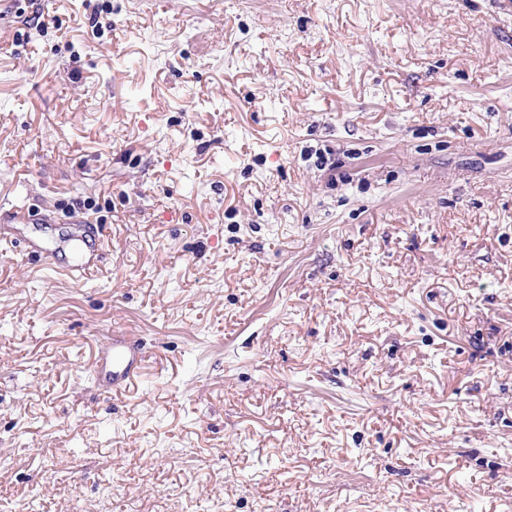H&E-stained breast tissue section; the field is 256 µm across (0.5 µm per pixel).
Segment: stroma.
<instances>
[{"instance_id": "obj_1", "label": "stroma", "mask_w": 512, "mask_h": 512, "mask_svg": "<svg viewBox=\"0 0 512 512\" xmlns=\"http://www.w3.org/2000/svg\"><path fill=\"white\" fill-rule=\"evenodd\" d=\"M492 2L0 8V206L107 246L78 285L0 241V512H512ZM129 336L112 337V343L102 348L95 361L97 381L106 392H117L137 375L145 356Z\"/></svg>"}]
</instances>
